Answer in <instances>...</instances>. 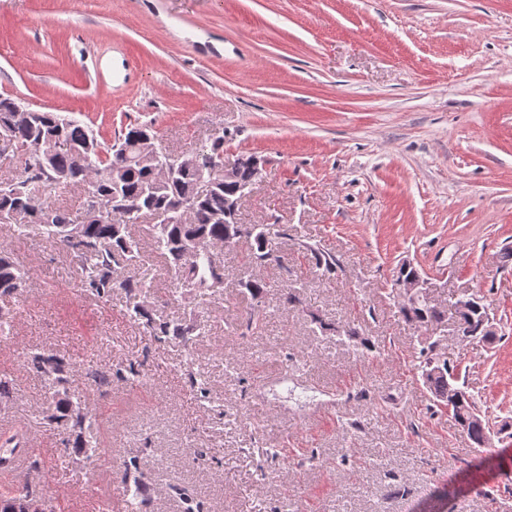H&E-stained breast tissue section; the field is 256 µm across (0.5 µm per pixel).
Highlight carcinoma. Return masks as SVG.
Listing matches in <instances>:
<instances>
[{
  "label": "carcinoma",
  "instance_id": "1",
  "mask_svg": "<svg viewBox=\"0 0 512 512\" xmlns=\"http://www.w3.org/2000/svg\"><path fill=\"white\" fill-rule=\"evenodd\" d=\"M21 104L10 97H0V136L13 142L11 153L20 160L17 175L0 177V224H9L21 233L38 232L47 241L60 246L74 264L83 291L107 301L120 289L130 303L131 316L142 324L145 333L158 343L175 342L188 346L196 332L205 327L204 312L187 320L158 317L154 313L145 274L121 276L130 269L141 270L148 263L131 233V223L140 217H154V249L173 272L170 293L177 299L205 297V292L224 288V260L213 247L224 244V237L243 227L232 202L246 192L259 174L251 165L253 157L234 165L232 178L216 182L203 196L197 195L201 170L212 162L224 161V138L196 151L198 164L163 178L156 171L152 156L141 151L145 135L155 137L146 125L130 124L112 142L101 141L89 127L78 120L55 112H20ZM82 190L84 197L98 195L112 200L121 196L124 210H105L90 214L88 207L75 216L49 201L53 190ZM287 235L281 224H252L242 241L248 249L245 261L252 267L268 268L281 263L272 246ZM309 260L325 274L336 272V258L315 249ZM25 277L11 253L0 248V300L19 298ZM238 286L254 300L269 288L266 280L249 278ZM408 321L438 322L443 312L422 298L400 306ZM265 315L256 304L249 315L234 328L238 336H255L263 329ZM487 307L477 302L470 314L458 313L456 335L461 339L487 340ZM437 342L427 343L420 351L421 379L433 401L450 404L457 424L477 446L489 433L487 423L477 418L479 409L472 396L459 385L460 379L447 359L436 353ZM146 360H128L114 367L89 365L83 369L87 380L105 394L117 378L131 381L142 375ZM26 367L44 379L53 389L45 408L49 424L60 429L63 454L73 463L86 465L97 454V443L90 424V412L73 400L65 388L74 365L57 350L43 349L27 354ZM23 449L17 435L0 440V467L7 468ZM144 466L133 459L122 473L125 486H133L125 500L126 512H142L141 489ZM181 512H203V503L194 489L174 487ZM49 494L42 486L27 480L16 489L0 492V512H49Z\"/></svg>",
  "mask_w": 512,
  "mask_h": 512
}]
</instances>
